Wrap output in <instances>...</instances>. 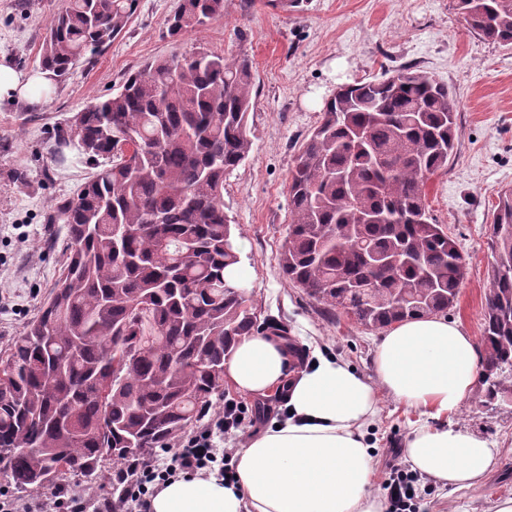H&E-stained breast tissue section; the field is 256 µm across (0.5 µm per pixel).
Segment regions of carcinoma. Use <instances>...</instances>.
<instances>
[{
    "label": "carcinoma",
    "mask_w": 512,
    "mask_h": 512,
    "mask_svg": "<svg viewBox=\"0 0 512 512\" xmlns=\"http://www.w3.org/2000/svg\"><path fill=\"white\" fill-rule=\"evenodd\" d=\"M135 0H67L40 66L63 81L112 43ZM225 0H182L180 36L224 16ZM468 33L512 45V0H456ZM255 74L246 57L200 48L129 74L68 120L99 170L47 220L67 227L51 297L0 361V470L18 493L105 458L151 455L224 397V356L243 336L288 335L224 281L240 262L224 178L249 156ZM459 102L408 67L345 83L300 150L288 193L283 275L367 328L445 313L465 275L456 242L430 214L424 186L448 167ZM494 267L484 314L488 402L512 395V190L493 215Z\"/></svg>",
    "instance_id": "carcinoma-1"
}]
</instances>
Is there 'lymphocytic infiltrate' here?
Wrapping results in <instances>:
<instances>
[{
  "instance_id": "lymphocytic-infiltrate-1",
  "label": "lymphocytic infiltrate",
  "mask_w": 512,
  "mask_h": 512,
  "mask_svg": "<svg viewBox=\"0 0 512 512\" xmlns=\"http://www.w3.org/2000/svg\"><path fill=\"white\" fill-rule=\"evenodd\" d=\"M253 422L247 405L233 398L225 399L221 411L199 429L177 439L175 446L163 449L161 454L133 457L112 472L114 484L123 488L120 502L111 497H98L88 503L82 496L59 490L56 503L63 512H115L117 505H124L127 512H148L149 499L159 485L179 474H192L202 470L217 472L226 481H234L235 448L217 447L214 439L244 430ZM388 512H414L416 502L424 492L416 476L401 464L390 467V476L383 485Z\"/></svg>"
}]
</instances>
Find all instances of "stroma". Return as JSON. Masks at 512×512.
I'll return each instance as SVG.
<instances>
[{"label": "stroma", "instance_id": "obj_1", "mask_svg": "<svg viewBox=\"0 0 512 512\" xmlns=\"http://www.w3.org/2000/svg\"><path fill=\"white\" fill-rule=\"evenodd\" d=\"M179 4L136 0L122 33L54 83L45 104L0 103V353L22 336L58 277L66 227L48 223V214L95 171L75 148L55 154L56 128L117 92L144 63L201 46L248 58L256 77L248 121L252 149L224 180V210L252 274L255 305L283 324L304 353L320 349L369 378L380 330L330 311L287 281L279 266L291 222L290 172L338 85L412 66L451 88L460 102L458 142L447 170L429 177L425 193L467 263L447 318L480 338L494 263L490 219L500 194L512 188V45L468 33L455 0H305L298 11L271 0H228L223 17L173 37L167 20ZM65 5L0 0V55L19 69H38L45 27ZM418 418L382 394L367 430L373 488L388 471V448H405ZM448 423L495 442V470L468 490L432 484L416 512H492L497 499L512 497V406L487 404L477 385Z\"/></svg>", "mask_w": 512, "mask_h": 512}]
</instances>
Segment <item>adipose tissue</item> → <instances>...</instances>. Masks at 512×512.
<instances>
[{
  "instance_id": "obj_1",
  "label": "adipose tissue",
  "mask_w": 512,
  "mask_h": 512,
  "mask_svg": "<svg viewBox=\"0 0 512 512\" xmlns=\"http://www.w3.org/2000/svg\"><path fill=\"white\" fill-rule=\"evenodd\" d=\"M51 88L48 71H22L0 57V101L37 107ZM373 363L372 380L322 354L298 368L279 337H242L224 358L225 378L253 396L285 391L288 417L240 446L235 482L208 472L170 479L149 512H385L371 489L373 448L365 439L384 392L420 412L404 450L412 471L447 488L481 484L496 464L495 444L439 424L475 384L472 336L447 319L415 317L382 336Z\"/></svg>"
}]
</instances>
